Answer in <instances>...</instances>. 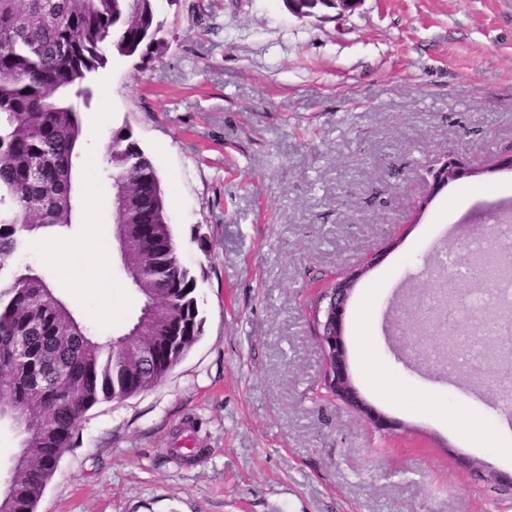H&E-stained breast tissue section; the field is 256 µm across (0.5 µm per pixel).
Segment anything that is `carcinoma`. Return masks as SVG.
Returning a JSON list of instances; mask_svg holds the SVG:
<instances>
[{"instance_id":"obj_1","label":"carcinoma","mask_w":512,"mask_h":512,"mask_svg":"<svg viewBox=\"0 0 512 512\" xmlns=\"http://www.w3.org/2000/svg\"><path fill=\"white\" fill-rule=\"evenodd\" d=\"M158 0H0V396L30 422L24 468L0 483V512H35L54 474V449L67 448L84 413L142 386L130 345H157L150 368L166 373L201 336L190 271L179 262L158 174L130 134L116 132L105 160L112 181L128 282L140 296L138 315L102 344L54 286L12 258L28 236L74 223L82 125L67 99L90 94L86 75L107 54L145 58L164 28ZM154 239L134 219L144 192ZM26 342L24 361L14 344Z\"/></svg>"}]
</instances>
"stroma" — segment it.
Returning a JSON list of instances; mask_svg holds the SVG:
<instances>
[{
  "mask_svg": "<svg viewBox=\"0 0 512 512\" xmlns=\"http://www.w3.org/2000/svg\"><path fill=\"white\" fill-rule=\"evenodd\" d=\"M148 60L111 55L90 74L77 189L65 231L15 258L89 329L113 336L140 299L122 270L64 243L112 236L103 159L129 127L165 192L203 332L151 388L84 415L37 512H512L505 366L482 339L505 311L449 328L441 309L512 278L492 215L512 201V0H358L291 14L283 0H162ZM462 172L431 193L427 168ZM433 200L420 223L415 204ZM446 245L479 276L432 260ZM381 262L349 300L354 383L400 422L381 432L323 397L311 303L323 282ZM112 307L97 305L99 283ZM481 376L460 362L470 343ZM440 400L451 425L435 412ZM193 435L200 450H170Z\"/></svg>",
  "mask_w": 512,
  "mask_h": 512,
  "instance_id": "35a3bbf8",
  "label": "stroma"
}]
</instances>
